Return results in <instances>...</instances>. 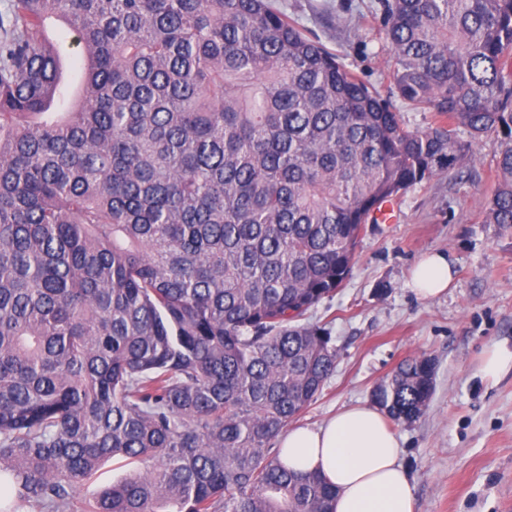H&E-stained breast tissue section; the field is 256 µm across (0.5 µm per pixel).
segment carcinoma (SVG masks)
Here are the masks:
<instances>
[{"label":"carcinoma","mask_w":512,"mask_h":512,"mask_svg":"<svg viewBox=\"0 0 512 512\" xmlns=\"http://www.w3.org/2000/svg\"><path fill=\"white\" fill-rule=\"evenodd\" d=\"M391 100L274 0H4L0 476L74 512H334L273 442L336 368L305 321L387 201L501 137L486 223L512 226V0H381ZM74 34L67 91L48 32ZM436 366L373 388L412 422ZM396 105L399 108V112H401L403 122L410 130L423 131L433 122L434 117L432 112H420L418 110L411 109L410 107L402 104L399 100H396ZM128 467L116 460L109 459L101 464L93 476L81 484L75 493L76 508L74 512H85V502L93 500L104 488L123 480Z\"/></svg>","instance_id":"1"}]
</instances>
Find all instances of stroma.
<instances>
[{
    "label": "stroma",
    "mask_w": 512,
    "mask_h": 512,
    "mask_svg": "<svg viewBox=\"0 0 512 512\" xmlns=\"http://www.w3.org/2000/svg\"><path fill=\"white\" fill-rule=\"evenodd\" d=\"M276 2L357 76L390 92L394 60L378 0ZM499 150V136L485 135L472 162L401 194L395 222L366 225L348 278L310 316L329 330L337 362L300 422L370 402L407 358L434 360L425 413L393 427L417 512H512V370L495 380L481 373L489 348L512 349V227L485 221ZM431 251L446 252L454 279L422 299L408 282Z\"/></svg>",
    "instance_id": "1"
}]
</instances>
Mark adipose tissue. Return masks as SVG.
<instances>
[{
    "label": "adipose tissue",
    "mask_w": 512,
    "mask_h": 512,
    "mask_svg": "<svg viewBox=\"0 0 512 512\" xmlns=\"http://www.w3.org/2000/svg\"><path fill=\"white\" fill-rule=\"evenodd\" d=\"M452 280V267L440 252L421 258L412 271V286L425 299L444 293ZM402 452L385 415L364 404L344 408L316 427H289L279 439L283 465L320 473L333 487L335 512H416Z\"/></svg>",
    "instance_id": "ef3b65f1"
}]
</instances>
